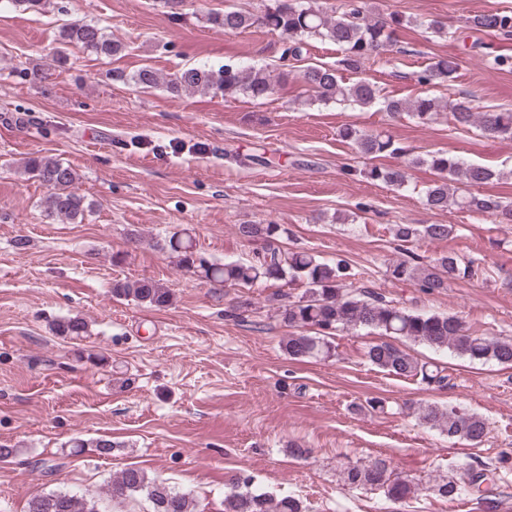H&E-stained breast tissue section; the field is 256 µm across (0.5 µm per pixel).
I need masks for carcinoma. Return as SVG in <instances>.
<instances>
[{
  "label": "carcinoma",
  "mask_w": 512,
  "mask_h": 512,
  "mask_svg": "<svg viewBox=\"0 0 512 512\" xmlns=\"http://www.w3.org/2000/svg\"><path fill=\"white\" fill-rule=\"evenodd\" d=\"M207 22L226 33L263 26L282 37L281 59L299 61L305 46L312 39L327 40L338 45L342 52L336 65L309 66L300 74L308 97L328 104L380 106V110L393 117L405 114L419 123L427 124L444 109H450L451 121L462 128L475 126L490 138L512 139V110L479 112L472 99L461 97L447 105L439 98L425 94L413 99L396 98L382 93V89L367 78L347 82L339 71L358 72L375 63L390 50L396 31L407 24L405 17L393 14L387 18L370 11L366 0H343L330 11L318 0H263L256 11L227 7L222 12L208 15ZM468 29L512 37V10H491L468 18ZM60 47L54 63H66L67 49L72 45L100 56H114L120 45L105 30L93 23L74 21L59 30ZM459 69L455 55L438 56L426 69L416 75L420 86L442 85L454 78ZM292 74L290 65H282L278 73L257 65L226 64L215 71L205 67H190L171 78L160 81L158 74L141 69L127 76L112 73V80L132 81L143 88L164 84L175 95L183 92H212L224 98L262 100L274 94L276 87L288 82ZM339 136L353 143L358 153L378 157L382 154L407 156V151L396 145L386 131L367 133L354 126L339 131ZM425 166L438 174V179L423 190L424 203L430 210H458L489 215L500 224H512V203L493 195L459 193L457 186L481 187L499 179L500 173L489 166L467 163L446 153L428 154L408 160ZM23 172L35 177L48 193L41 206L49 217L75 222L84 219L91 209L86 198L75 190L77 174L62 160L52 156H33L22 165ZM357 175L385 185L406 189L409 187L404 166L377 165L357 171ZM455 230L452 224H396L394 236L401 242L418 239L442 240ZM239 235L246 241L262 239L267 246L248 259L217 263L204 257L196 249L191 236L175 232L165 241L164 248L175 254L180 266L200 278L221 286L250 288L267 281L299 282L305 286L295 301L284 294L279 299L278 311L285 323L299 328L282 341V349L289 358L327 359L335 355L336 347L329 341L335 331L376 330L381 336L402 338L422 343L434 349L447 350L470 361H494L512 365V339L483 336L467 327L455 315L423 313L399 306L383 295L348 287L353 277L348 264L338 260L330 263L309 251H284L274 246L285 229L279 224H240ZM476 273L473 266L460 267L458 259L440 255L429 261L412 256L389 267V275L397 281L414 282L426 291L440 292L450 280L460 275ZM112 293L131 297L150 307L163 308L171 304L168 289L156 283L139 281L117 282ZM59 336L79 337L87 333V323L79 315L65 317L56 322ZM368 361L382 371L403 378H421L427 384L447 385L446 367L422 361L400 346L381 341L366 351ZM419 419L427 427L448 437L450 442L480 444L487 434L484 418L476 412H465L455 407L429 404L419 409ZM464 478L447 480L434 485L438 496L450 501L462 492H480L482 484L490 480L492 472L469 463L463 467ZM343 479L351 488L370 487L383 490L385 496L403 502L414 492L412 481L393 475L386 460L378 458L368 464L349 465ZM143 494L151 504V512H192L188 494L169 486L148 480L147 474L135 467L125 468L112 476L105 495L121 503L135 494ZM28 512H100L94 496L51 492L31 498ZM224 512H305L303 502L291 495L273 496L266 492L235 489L224 497Z\"/></svg>",
  "instance_id": "cac0c4a2"
}]
</instances>
